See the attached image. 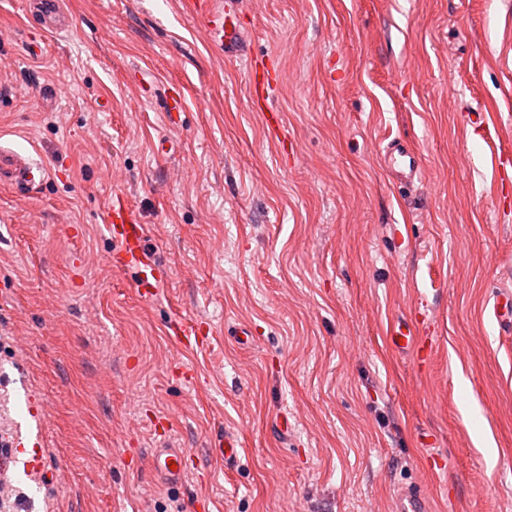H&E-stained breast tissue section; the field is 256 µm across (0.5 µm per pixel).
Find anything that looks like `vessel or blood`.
Listing matches in <instances>:
<instances>
[{"instance_id": "1", "label": "vessel or blood", "mask_w": 512, "mask_h": 512, "mask_svg": "<svg viewBox=\"0 0 512 512\" xmlns=\"http://www.w3.org/2000/svg\"><path fill=\"white\" fill-rule=\"evenodd\" d=\"M29 9L41 19V32L59 31L67 21L60 15L59 0H30ZM182 10L202 24L211 43L223 51L227 58H238L248 52L240 22L242 0H182ZM251 107L263 113L272 138L286 142L287 134L283 120L269 104L270 92L279 81V73L264 61H254L250 74ZM463 124L484 138H492L499 133L500 122L497 115L480 109L466 113ZM385 162L396 167L402 182L411 183L419 179L423 172L420 155L405 147L400 141H391L384 154ZM9 169L11 186L28 189L42 184L49 175L41 164L19 156L0 152V169ZM104 222L110 242L109 260L111 265L121 270H131L136 274L135 285L141 297H156L163 288L167 272L163 264L147 246L149 229L141 224L132 210L122 203L109 205ZM490 312L500 330H512V291H496L490 306ZM201 322L196 318H186L180 323L176 333L180 344L187 347L204 346L205 340L199 335ZM418 320H401L389 329L390 341L399 350L407 349L418 333ZM9 463H23L26 469L36 470L42 465L40 438H12ZM187 453L180 448H158L153 454L157 472L171 482H179L187 470ZM394 512H428L426 498L421 491L404 488L397 492L394 500Z\"/></svg>"}]
</instances>
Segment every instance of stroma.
Returning a JSON list of instances; mask_svg holds the SVG:
<instances>
[{
  "instance_id": "35a3bbf8",
  "label": "stroma",
  "mask_w": 512,
  "mask_h": 512,
  "mask_svg": "<svg viewBox=\"0 0 512 512\" xmlns=\"http://www.w3.org/2000/svg\"><path fill=\"white\" fill-rule=\"evenodd\" d=\"M61 8L71 28L32 52L27 0H0V147L50 170L23 196L0 183V435L38 405L59 476L7 477L10 512H389L407 486L431 512H512V335L488 314L512 290V178L490 162L512 152V0H243L251 53L282 71L290 151L249 107L247 59L181 0ZM483 106L497 140L462 126ZM395 138L424 165L405 190L380 163ZM118 195L167 270L150 300L108 262ZM414 314L425 364L385 336ZM189 315L207 349L178 348ZM157 448L194 470L166 480Z\"/></svg>"
}]
</instances>
